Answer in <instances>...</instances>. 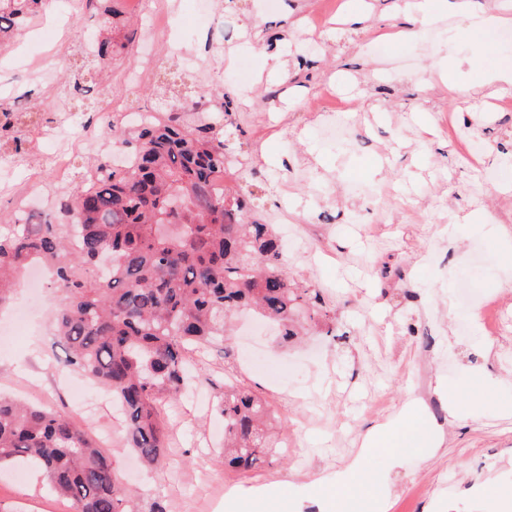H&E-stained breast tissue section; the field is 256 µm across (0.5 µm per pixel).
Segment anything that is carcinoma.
Returning a JSON list of instances; mask_svg holds the SVG:
<instances>
[{"label":"carcinoma","instance_id":"cac0c4a2","mask_svg":"<svg viewBox=\"0 0 512 512\" xmlns=\"http://www.w3.org/2000/svg\"><path fill=\"white\" fill-rule=\"evenodd\" d=\"M42 0H0V49ZM119 13L104 10L95 55L113 60ZM209 88L195 91V112L136 127L107 121L102 133L133 164L111 168L95 158L103 178H81L70 191L67 224L46 219L22 224L0 214V307L9 303L16 274L40 262L62 293L54 336L76 367L112 391L127 441L148 469L162 466L167 448L163 407L188 386L191 346L224 342L227 321L253 310L280 326L282 341L297 335L302 313L327 317L322 294L285 271L272 225L253 216V196L214 187L224 167V135L203 107ZM44 113L20 110L14 150L23 149ZM107 265L99 280L74 270ZM217 409L224 417L226 468L248 471L264 464L280 442L273 439L268 403L234 383L224 385ZM32 461L51 491L73 512H140L135 492L120 479L112 458L64 414L45 405L0 396V466Z\"/></svg>","mask_w":512,"mask_h":512}]
</instances>
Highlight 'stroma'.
<instances>
[{
	"label": "stroma",
	"instance_id": "obj_1",
	"mask_svg": "<svg viewBox=\"0 0 512 512\" xmlns=\"http://www.w3.org/2000/svg\"><path fill=\"white\" fill-rule=\"evenodd\" d=\"M327 0H212L199 14L197 0H146L142 15L121 29L129 44L117 59L95 60L87 41L102 21L83 0H46L13 45L0 50V102L25 101L51 117L84 114L73 85L97 71L112 96L113 114L165 112L187 101L196 84L217 86L233 102L211 117L237 132L246 169L230 191L258 198L260 218L287 208L298 239L286 250L288 273L319 289L329 310L303 320L300 338L281 344L274 325L241 313L226 345L199 353L195 369L209 382L171 401L164 415L170 446L161 469H144L129 448L119 411L96 400L101 386L77 369L65 370L64 346L51 325L16 337L0 335V392L43 403L95 436L111 435L108 452L122 480L139 492L141 507L161 501L167 512H319L312 483L326 476L345 512H373L388 499L389 512H512V370L499 363L512 348L500 337L456 325L475 320L459 303L463 287L498 293L512 321V115L492 98H448V82L475 84L500 60L512 59L479 33L472 43L450 38V22L420 38L393 40L404 25L401 0H352L370 22L355 33L340 20L348 1L321 27L309 24ZM176 11L183 53H159L152 76L127 80L137 67L140 41L153 11ZM262 26L263 42L248 46L244 16ZM288 61V78L272 75L266 55ZM453 58L440 75L439 57ZM333 87L348 110L351 142L327 137L318 114L320 93ZM455 113L471 137L485 145L495 178L483 184L464 167L460 147L440 121ZM480 243L485 256L469 262ZM494 379L490 395L473 392L474 378ZM448 385L460 409L451 418L434 392ZM250 387L267 400L285 447L272 461L247 472L215 466L224 421L209 402L225 382ZM426 424L441 427L440 448H370V427L395 436L409 398ZM363 457L366 480L350 485L347 464ZM492 480L491 492H475ZM274 493L256 498L254 489ZM236 498H229V491ZM0 505L10 512H69L49 493L42 473L15 466L0 471Z\"/></svg>",
	"mask_w": 512,
	"mask_h": 512
}]
</instances>
